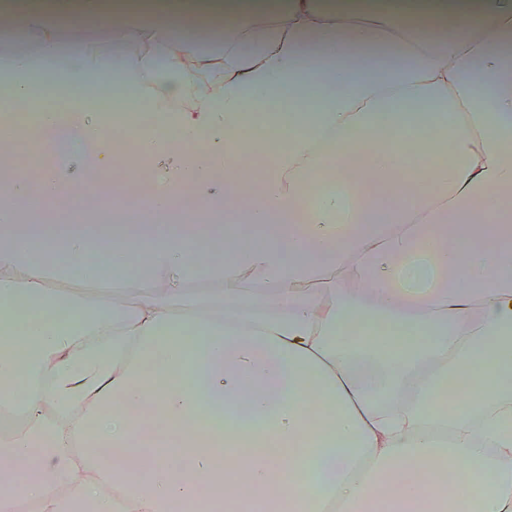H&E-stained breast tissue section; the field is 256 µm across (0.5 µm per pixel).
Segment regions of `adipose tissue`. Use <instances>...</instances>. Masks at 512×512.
Here are the masks:
<instances>
[{"label":"adipose tissue","mask_w":512,"mask_h":512,"mask_svg":"<svg viewBox=\"0 0 512 512\" xmlns=\"http://www.w3.org/2000/svg\"><path fill=\"white\" fill-rule=\"evenodd\" d=\"M212 5L237 17L214 47L176 38L169 12L147 28L131 11L132 53L112 63L86 44L63 69L42 0L11 16L36 34L35 52L6 55L17 96L39 60L77 102L95 83L145 94L161 80L146 154L223 132L153 203L182 207L192 190L223 211L215 242L233 255L200 260L185 227L18 225L15 169L0 326L26 304L12 342L27 364L0 352V380L48 368L54 388H25L30 423L0 439V512H512V0H291L285 29L259 23L270 0ZM201 81L216 93L171 112ZM275 89L315 104L291 114L248 197L236 133ZM423 129L450 150L428 172L400 144ZM328 167L341 193L306 205ZM93 253L115 274L90 277ZM463 376L472 391L448 406ZM284 448L314 478L284 471Z\"/></svg>","instance_id":"ef3b65f1"}]
</instances>
